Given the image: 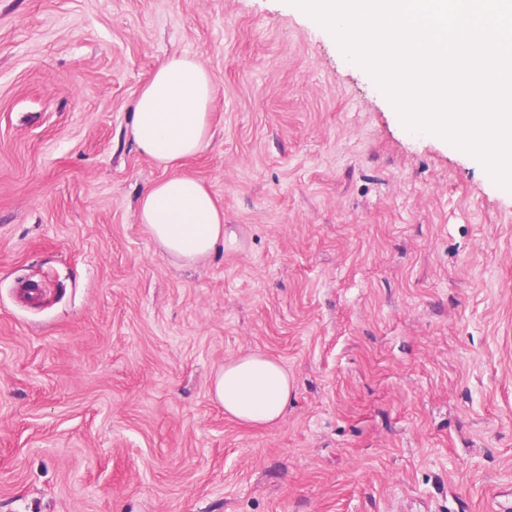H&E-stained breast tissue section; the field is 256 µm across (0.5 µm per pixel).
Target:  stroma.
<instances>
[{
  "instance_id": "1",
  "label": "stroma",
  "mask_w": 512,
  "mask_h": 512,
  "mask_svg": "<svg viewBox=\"0 0 512 512\" xmlns=\"http://www.w3.org/2000/svg\"><path fill=\"white\" fill-rule=\"evenodd\" d=\"M174 54L241 242L194 266L135 218ZM246 351L278 426L209 395ZM0 512H512V189L292 0H0ZM292 379L277 360L247 352L224 361L211 381L212 399L240 423L276 426L292 394Z\"/></svg>"
}]
</instances>
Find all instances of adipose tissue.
I'll return each mask as SVG.
<instances>
[{
    "mask_svg": "<svg viewBox=\"0 0 512 512\" xmlns=\"http://www.w3.org/2000/svg\"><path fill=\"white\" fill-rule=\"evenodd\" d=\"M213 100L208 70L190 56L174 55L156 66L142 88L130 126L138 150L169 171L140 194L137 220L161 256L185 265L240 245L236 232L225 228L224 210L213 192L180 170L210 137ZM292 389L279 361L247 352L225 360L212 378L210 394L238 422L273 427L281 421Z\"/></svg>",
    "mask_w": 512,
    "mask_h": 512,
    "instance_id": "obj_1",
    "label": "adipose tissue"
}]
</instances>
